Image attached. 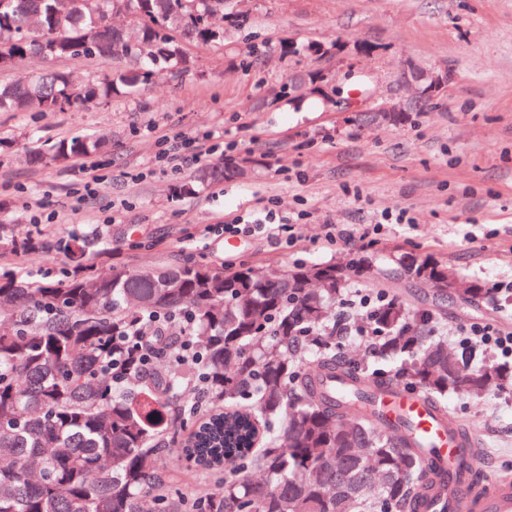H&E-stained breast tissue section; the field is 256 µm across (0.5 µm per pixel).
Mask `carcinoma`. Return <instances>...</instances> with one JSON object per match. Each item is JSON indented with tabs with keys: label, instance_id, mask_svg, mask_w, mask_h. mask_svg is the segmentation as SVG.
<instances>
[{
	"label": "carcinoma",
	"instance_id": "1",
	"mask_svg": "<svg viewBox=\"0 0 512 512\" xmlns=\"http://www.w3.org/2000/svg\"><path fill=\"white\" fill-rule=\"evenodd\" d=\"M118 0L136 35L112 26L111 0H9L0 9V67L28 52L96 59L121 50L127 68L76 84L46 71L28 85L0 81V112H61L71 101L138 94L156 66L187 63L184 45L224 38L213 2ZM281 93L306 95L297 74ZM102 139L59 142L63 162L105 152ZM237 177L236 167L200 168L195 182ZM73 270L46 285L0 275V512H408L428 488L419 449L375 424L365 386L419 387L436 405L448 393L481 398L512 389V363L473 368L430 333V314L395 300L375 314L376 358L393 372L344 361L336 325L325 323L343 285L365 260L292 269L169 264L92 280L84 246L68 248ZM430 258L404 264L438 275ZM474 283L461 296L479 302ZM183 323V333L128 355L122 339ZM313 356L307 372L301 358ZM347 382L329 394L323 381ZM213 473L215 488L189 499L154 466L165 448Z\"/></svg>",
	"mask_w": 512,
	"mask_h": 512
}]
</instances>
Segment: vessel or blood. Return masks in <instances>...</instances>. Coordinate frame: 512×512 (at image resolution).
<instances>
[{"mask_svg": "<svg viewBox=\"0 0 512 512\" xmlns=\"http://www.w3.org/2000/svg\"><path fill=\"white\" fill-rule=\"evenodd\" d=\"M377 412L387 431L405 433L416 442L434 475L431 491L415 501L414 512H512V475L491 477L479 489L473 484L484 463L475 433L440 418L420 393L399 388L383 394Z\"/></svg>", "mask_w": 512, "mask_h": 512, "instance_id": "1", "label": "vessel or blood"}]
</instances>
